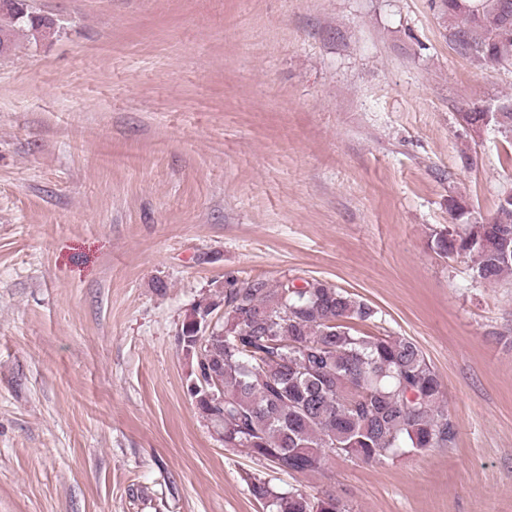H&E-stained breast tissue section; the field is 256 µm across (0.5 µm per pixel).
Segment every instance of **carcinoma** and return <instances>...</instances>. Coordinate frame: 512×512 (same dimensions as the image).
<instances>
[{"instance_id": "1", "label": "carcinoma", "mask_w": 512, "mask_h": 512, "mask_svg": "<svg viewBox=\"0 0 512 512\" xmlns=\"http://www.w3.org/2000/svg\"><path fill=\"white\" fill-rule=\"evenodd\" d=\"M449 42L474 61L512 68V0H438ZM0 44L14 46L25 30L46 38L48 16L27 0L0 11ZM485 106L457 112L467 124ZM450 224L436 234L437 251L464 254L477 279L512 275V203H498L479 223L448 199ZM228 276L185 315L178 345L189 362L186 391L198 415L226 448H242L287 475L319 471L340 454L370 464L399 453L447 446L456 438L442 383L420 347L403 336H370L360 326L378 311L319 279ZM265 512H350L331 494L278 492L245 473Z\"/></svg>"}]
</instances>
